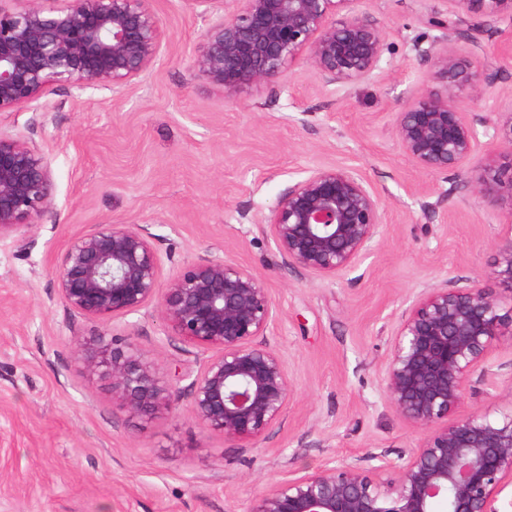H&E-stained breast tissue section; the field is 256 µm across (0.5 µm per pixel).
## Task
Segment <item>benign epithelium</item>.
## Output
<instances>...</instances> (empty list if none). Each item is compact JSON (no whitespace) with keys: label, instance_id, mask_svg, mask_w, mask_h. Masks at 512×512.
I'll use <instances>...</instances> for the list:
<instances>
[{"label":"benign epithelium","instance_id":"obj_1","mask_svg":"<svg viewBox=\"0 0 512 512\" xmlns=\"http://www.w3.org/2000/svg\"><path fill=\"white\" fill-rule=\"evenodd\" d=\"M0 6V112L37 105L51 85L118 92L155 67L163 25L153 0H14ZM205 22L190 56L197 77L226 91L259 87L309 67L328 85L346 88L383 71L385 31L351 8L355 0H188ZM429 18L445 31L414 46L431 69L393 113L392 132L419 170L461 169L481 138L512 157V111L493 129H478L468 106L486 99L490 81L465 60L458 40L463 16L508 21L503 49L512 52V0H448ZM479 199H509L491 169L471 180ZM54 202L50 157L35 141L0 135V234L31 229ZM386 212L364 177L317 167L279 197L265 232L285 267L315 276L350 268L382 236ZM497 270L466 288H428L402 313L384 367L387 403L406 421L435 431L408 458L380 455L381 479L356 461L278 482L250 512H499L497 495L512 484V415L474 414L444 426L461 402L467 377L512 319L495 284L512 289V237L495 243ZM57 295L80 318L107 322L151 307L173 335L200 349L198 370L181 372L193 419L226 439L250 440L282 422L290 399L286 361L268 337L278 312L264 279L230 258L205 256L164 276V259L143 226L101 224L71 241L56 264ZM85 371L106 373L130 414L150 416L175 400L159 368L130 338L77 339Z\"/></svg>","mask_w":512,"mask_h":512}]
</instances>
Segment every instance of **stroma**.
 Here are the masks:
<instances>
[{"label":"stroma","mask_w":512,"mask_h":512,"mask_svg":"<svg viewBox=\"0 0 512 512\" xmlns=\"http://www.w3.org/2000/svg\"><path fill=\"white\" fill-rule=\"evenodd\" d=\"M164 55L138 82L109 92L51 86L38 107L0 115V134L49 154L55 204L27 234L0 235V512H250L270 485L332 460L376 467L410 456L429 431L400 418L383 370L399 318L423 290L469 287L496 268L512 211L470 191L485 168L512 181V157L482 147L464 169L419 171L390 120L430 63L416 55L439 31L445 0H357L385 33L381 74L337 91L303 68L230 93L189 67L204 21L185 0H154ZM500 21L462 44L491 80L471 108L496 123L512 110V55ZM316 166L358 170L380 198V241L333 277L284 268L261 225L280 195ZM100 224L140 225L166 272L226 256L261 274L279 316L270 331L292 394L267 435L237 441L191 417L187 398L151 417L123 411L111 381L89 375L76 339L134 335L167 381L201 352L169 337L156 311L112 322L73 316L56 291L55 261ZM512 414V334L469 376L454 419Z\"/></svg>","instance_id":"stroma-1"}]
</instances>
